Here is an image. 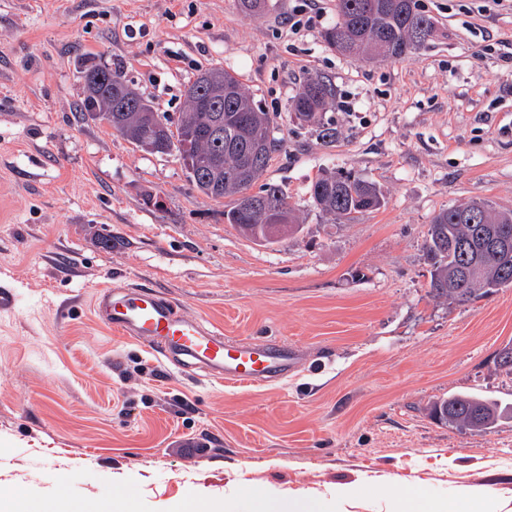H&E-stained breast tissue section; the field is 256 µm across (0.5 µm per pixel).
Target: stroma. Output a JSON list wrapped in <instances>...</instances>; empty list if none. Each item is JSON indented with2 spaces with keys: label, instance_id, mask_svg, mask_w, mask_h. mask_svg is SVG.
<instances>
[{
  "label": "stroma",
  "instance_id": "1",
  "mask_svg": "<svg viewBox=\"0 0 512 512\" xmlns=\"http://www.w3.org/2000/svg\"><path fill=\"white\" fill-rule=\"evenodd\" d=\"M419 6L427 45L370 62L325 46L336 0H268L255 17L237 0H0L1 494L163 512L202 492L252 512L268 490L349 485L345 512H386L385 488H468L512 512V418L478 433L425 412L460 392L512 407L495 365L512 285L440 302L425 255L442 208L512 210V0ZM88 58L171 116L200 70L235 73L277 116L286 149L263 179L287 186L302 231L254 244L176 155L83 115ZM316 76L336 87L330 146L290 115ZM332 167L375 181L385 206L330 223L307 189ZM115 278L156 285L224 335L300 346L302 366L256 387L172 366L93 314Z\"/></svg>",
  "mask_w": 512,
  "mask_h": 512
}]
</instances>
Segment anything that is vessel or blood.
Listing matches in <instances>:
<instances>
[{
    "label": "vessel or blood",
    "mask_w": 512,
    "mask_h": 512,
    "mask_svg": "<svg viewBox=\"0 0 512 512\" xmlns=\"http://www.w3.org/2000/svg\"><path fill=\"white\" fill-rule=\"evenodd\" d=\"M94 310L121 336L140 341L171 362L227 382L252 386L286 378L299 365L298 351L273 342H236L147 284L116 282L97 290Z\"/></svg>",
    "instance_id": "1"
}]
</instances>
